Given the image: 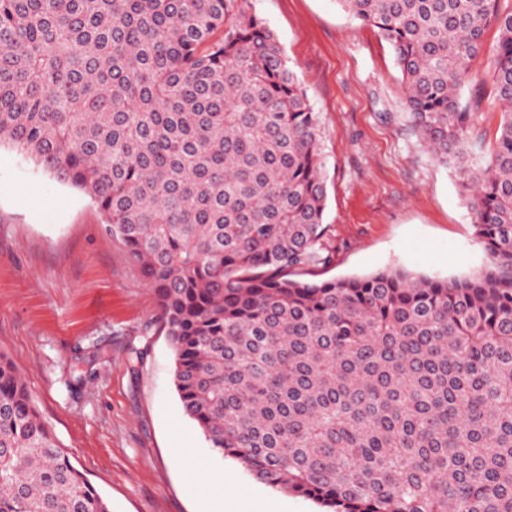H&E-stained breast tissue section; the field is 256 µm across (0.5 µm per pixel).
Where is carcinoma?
Returning <instances> with one entry per match:
<instances>
[{"label":"carcinoma","mask_w":512,"mask_h":512,"mask_svg":"<svg viewBox=\"0 0 512 512\" xmlns=\"http://www.w3.org/2000/svg\"><path fill=\"white\" fill-rule=\"evenodd\" d=\"M458 174L478 274L332 261L321 120L248 0H0V143L97 204L209 447L330 512H512V6L337 0ZM497 31L488 152L460 97ZM0 512H112L0 355Z\"/></svg>","instance_id":"1"}]
</instances>
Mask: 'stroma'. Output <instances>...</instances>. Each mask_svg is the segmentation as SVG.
<instances>
[{
  "mask_svg": "<svg viewBox=\"0 0 512 512\" xmlns=\"http://www.w3.org/2000/svg\"><path fill=\"white\" fill-rule=\"evenodd\" d=\"M322 119L331 263L319 280L400 267L465 277L488 257L455 172L411 126L401 73L376 29L336 0H250ZM497 39L470 66L462 100L474 138L493 141ZM158 298L99 209L9 144L0 145V353L12 360L73 464L112 512H317L208 448L173 385ZM208 466L198 477L186 464Z\"/></svg>",
  "mask_w": 512,
  "mask_h": 512,
  "instance_id": "35a3bbf8",
  "label": "stroma"
}]
</instances>
